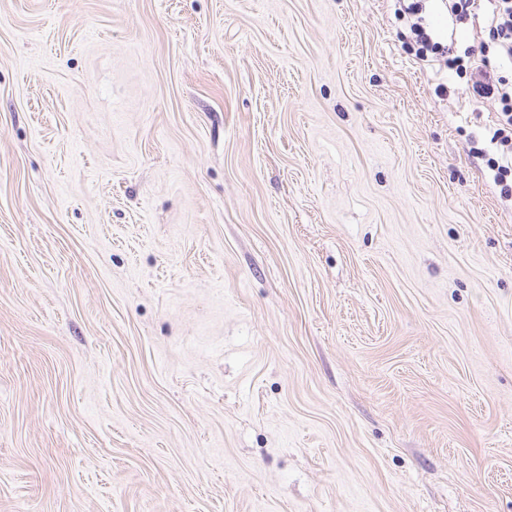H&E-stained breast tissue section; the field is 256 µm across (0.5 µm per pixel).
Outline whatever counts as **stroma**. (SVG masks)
Instances as JSON below:
<instances>
[{
    "instance_id": "1",
    "label": "stroma",
    "mask_w": 512,
    "mask_h": 512,
    "mask_svg": "<svg viewBox=\"0 0 512 512\" xmlns=\"http://www.w3.org/2000/svg\"><path fill=\"white\" fill-rule=\"evenodd\" d=\"M413 46L0 0V512H512L500 105Z\"/></svg>"
}]
</instances>
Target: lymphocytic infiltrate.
<instances>
[{"mask_svg":"<svg viewBox=\"0 0 512 512\" xmlns=\"http://www.w3.org/2000/svg\"><path fill=\"white\" fill-rule=\"evenodd\" d=\"M395 2L416 37L420 60L447 57L449 68L468 75L474 98L499 101L500 111L488 131L489 147L475 145L471 152L485 160L501 196L512 198V78L500 75L492 67L496 61L512 65V0H446L452 24L472 21L484 34L483 40L459 55L449 54L447 46L433 36L424 17L425 0Z\"/></svg>","mask_w":512,"mask_h":512,"instance_id":"1","label":"lymphocytic infiltrate"}]
</instances>
